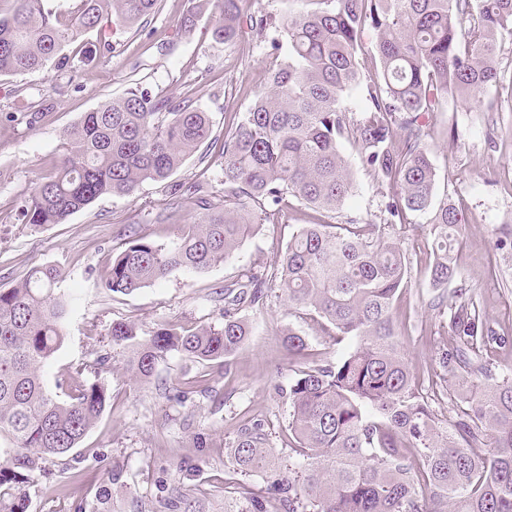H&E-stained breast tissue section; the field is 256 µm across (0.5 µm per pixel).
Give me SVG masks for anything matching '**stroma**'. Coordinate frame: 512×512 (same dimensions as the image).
<instances>
[{
  "mask_svg": "<svg viewBox=\"0 0 512 512\" xmlns=\"http://www.w3.org/2000/svg\"><path fill=\"white\" fill-rule=\"evenodd\" d=\"M187 4L161 0L159 12L145 26L113 37L112 49L99 48L96 60L76 79L52 65L0 76V288L11 287L40 264L55 265L64 274L59 291L68 303L66 341L44 369L48 387L80 364L105 353L112 356L108 369L82 375L84 383L106 384L110 400L105 411L66 456L65 478L34 477L30 512H89V484L115 465L124 477L112 488V512H167L169 495L177 503L174 512H237L240 502L228 493L230 482L257 491L265 481L258 473L232 472L224 451L228 437L247 419L263 416L276 434L279 456L290 452L288 402L276 388L287 385L302 362L289 354L282 329L300 334L310 361L318 364L336 361L353 345L329 336L318 317L289 311L273 293L263 306L242 310L250 334L228 369L173 352L159 362L151 381L137 382L125 371L127 351L111 343L116 321L137 323L145 336L165 325L222 322L218 291L244 270L278 268L291 236L317 222L318 213L295 198H286L277 218L252 230L223 264L178 272L130 295L105 286L113 259L128 244V225L156 244L174 246L197 217L191 200L173 203L163 185L147 182L129 196L100 197L62 224L36 227L22 220L35 184L53 172L64 153L66 131L84 113L137 84L162 98L191 97L207 112L211 140L172 179L221 195L224 132L265 87L274 57L269 46L248 33L232 44L216 42L217 0L196 18L190 34L177 36ZM171 40L175 51L162 52L161 43ZM500 67L499 87L469 100L451 98L443 111L424 121L438 173L437 194L451 197L466 219L462 244L453 253L456 269L480 311L508 340L488 355L498 372L512 369V43L505 46ZM341 151L355 173L356 189L336 221L358 219L383 225L387 235H403L408 286L395 312L412 369L428 377L436 368L437 351L455 344L447 316L431 305L428 217L413 215L403 228L387 223L385 204L392 188L363 167L353 141H343ZM198 380L205 382V391L184 403L174 399V388Z\"/></svg>",
  "mask_w": 512,
  "mask_h": 512,
  "instance_id": "obj_1",
  "label": "stroma"
}]
</instances>
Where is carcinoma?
I'll use <instances>...</instances> for the list:
<instances>
[{"instance_id": "cac0c4a2", "label": "carcinoma", "mask_w": 512, "mask_h": 512, "mask_svg": "<svg viewBox=\"0 0 512 512\" xmlns=\"http://www.w3.org/2000/svg\"><path fill=\"white\" fill-rule=\"evenodd\" d=\"M0 14V76L39 71L51 61L76 77L93 51L69 56L82 33L115 35L154 16L160 0H77L64 21L50 0H12ZM279 21L242 15L224 0L213 37L231 44L243 28L282 54L256 94L224 133L223 199L198 186L172 184L201 210L171 248L136 236L112 262L106 288L130 294L181 270L202 271L238 250L251 229L281 211L292 196L322 214L285 247L280 268L255 271L224 287V322L150 336L135 324L112 323L114 346L130 352L127 370L149 381L175 351L197 362L229 366L249 333L238 311L264 303L276 288L296 312H314L334 335L355 341L327 365L307 364L278 392L288 399L291 456L282 467L272 433L249 419L225 443L239 473L261 471L266 486L242 492L238 512H512V370L495 372L482 352L502 347L481 317L470 289L436 297L449 315L456 346L438 351L439 370L418 377L405 357L394 304L407 286L403 241L379 224L330 219L354 192L341 140L354 139L361 161L396 188L387 223L429 215L431 284L458 280L451 253L460 245L462 212L436 199L437 169L420 118L440 112L448 96H474L501 82L498 56L512 42V0H297ZM207 0H189L178 34L191 31ZM376 31L378 66L360 119L346 97L364 75L358 50L366 27ZM407 131L395 145L394 125ZM210 121L193 99H161L140 85L91 112L66 133L56 170L34 187L22 212L35 226L62 224L103 195H131L146 182H165L209 139ZM61 271L32 267L0 288V512H29L31 478L77 447L103 414L108 389L77 378L49 390L43 366L63 346L66 303ZM457 398L455 416L441 420L423 385ZM485 445L491 452L474 453ZM108 470L96 487L93 512H112Z\"/></svg>"}]
</instances>
